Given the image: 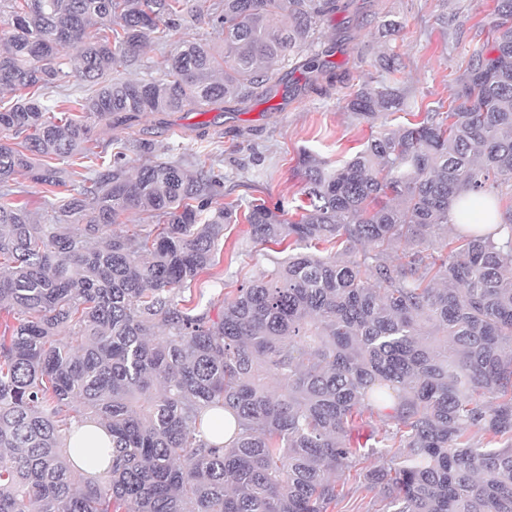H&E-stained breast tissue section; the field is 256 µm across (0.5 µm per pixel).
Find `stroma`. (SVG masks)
<instances>
[{
  "mask_svg": "<svg viewBox=\"0 0 512 512\" xmlns=\"http://www.w3.org/2000/svg\"><path fill=\"white\" fill-rule=\"evenodd\" d=\"M494 18L493 0H339L338 9L317 24L323 77H314L297 58L280 65L270 94L192 112L145 113L114 129L96 121L92 136L103 147L115 138L150 141L162 160H194L199 145L209 144V162L224 176L225 202L261 199L295 221L305 200L301 154L310 151L336 165L377 134V127L345 110L344 98L361 85L387 82L391 75L379 63L383 53L396 49L393 76L406 95L404 110L386 120V128L394 129L448 104L469 56L486 45ZM391 20L399 30L389 35L385 25ZM221 245L203 289L190 292L202 310L219 311L225 292L282 259L270 247H255L244 222L226 225Z\"/></svg>",
  "mask_w": 512,
  "mask_h": 512,
  "instance_id": "stroma-1",
  "label": "stroma"
}]
</instances>
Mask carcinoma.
Returning <instances> with one entry per match:
<instances>
[{"label": "carcinoma", "mask_w": 512, "mask_h": 512, "mask_svg": "<svg viewBox=\"0 0 512 512\" xmlns=\"http://www.w3.org/2000/svg\"><path fill=\"white\" fill-rule=\"evenodd\" d=\"M188 2L0 0V93L20 92L0 103V512H335L347 484L381 512H512V204L493 233L454 223L512 183V0L447 111L334 167L304 154L296 221L248 204L252 242L288 255L214 317L183 293L238 221L223 176L144 141L108 161L67 113L112 128L261 95L287 57L316 68L338 0H212L224 52L182 36L161 77L122 76ZM66 59L86 89L58 110ZM403 104L383 84L345 109ZM128 151L147 157L133 175ZM37 156L92 172L47 224L8 199L20 176L66 185ZM130 211L154 227L114 232ZM75 402L112 438L101 476L72 465Z\"/></svg>", "instance_id": "carcinoma-1"}]
</instances>
